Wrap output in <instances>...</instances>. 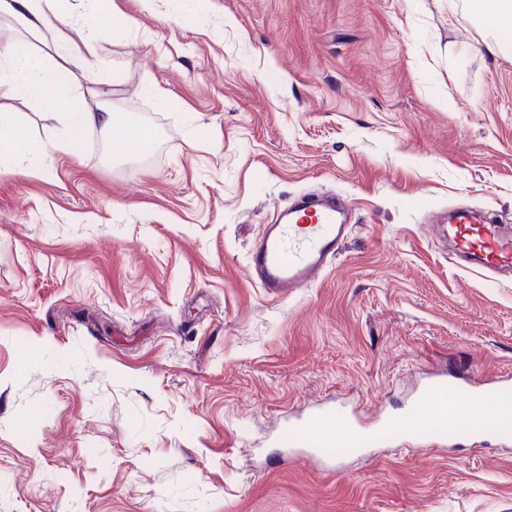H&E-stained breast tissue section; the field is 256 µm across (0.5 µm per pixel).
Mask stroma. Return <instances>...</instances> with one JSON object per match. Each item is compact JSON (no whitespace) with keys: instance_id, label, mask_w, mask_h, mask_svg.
<instances>
[{"instance_id":"35a3bbf8","label":"stroma","mask_w":512,"mask_h":512,"mask_svg":"<svg viewBox=\"0 0 512 512\" xmlns=\"http://www.w3.org/2000/svg\"><path fill=\"white\" fill-rule=\"evenodd\" d=\"M112 83V148L63 104L12 107L0 159V512H512V443L469 419L326 463L277 460L329 403L403 413L448 371L512 380V280L453 265L427 210L512 226V50L467 0H70ZM355 224L273 299L247 251L301 193ZM0 148L8 155L14 154L15 149L27 148L30 151H40V146H29L23 135L20 125L14 119V112L10 108L0 105Z\"/></svg>"}]
</instances>
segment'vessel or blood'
Returning a JSON list of instances; mask_svg holds the SVG:
<instances>
[{"instance_id": "vessel-or-blood-1", "label": "vessel or blood", "mask_w": 512, "mask_h": 512, "mask_svg": "<svg viewBox=\"0 0 512 512\" xmlns=\"http://www.w3.org/2000/svg\"><path fill=\"white\" fill-rule=\"evenodd\" d=\"M352 216L351 202L332 192L304 194L278 209L248 252L247 266L253 282L275 298L311 287L338 256L349 235ZM433 230L438 240L452 242L455 258L469 269L479 273L512 272V231L492 219L461 212L453 220L435 221ZM470 392L468 383L450 381L444 374L436 376L415 398L417 408L426 415L425 421L415 426V433L446 439L449 428L463 423L462 408ZM335 420V411L322 407L296 420L310 454L323 457L328 448L334 447L328 432ZM397 427V421L386 417L371 424L354 420L347 433L352 446L361 450L365 437L381 444L394 435Z\"/></svg>"}]
</instances>
